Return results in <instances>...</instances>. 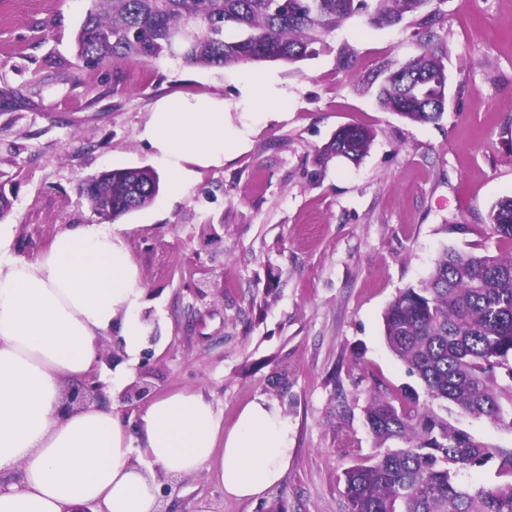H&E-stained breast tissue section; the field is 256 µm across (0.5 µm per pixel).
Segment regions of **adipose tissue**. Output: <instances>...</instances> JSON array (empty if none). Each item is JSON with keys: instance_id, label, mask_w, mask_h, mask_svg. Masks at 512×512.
<instances>
[{"instance_id": "1", "label": "adipose tissue", "mask_w": 512, "mask_h": 512, "mask_svg": "<svg viewBox=\"0 0 512 512\" xmlns=\"http://www.w3.org/2000/svg\"><path fill=\"white\" fill-rule=\"evenodd\" d=\"M222 95L171 94L155 102L141 131L184 197L201 171L243 149L247 128L230 123ZM121 224H81L57 233L36 258H15L0 229V512H157L154 474L131 466L132 450L174 476L215 470L226 496L260 499L288 468V426L264 399L247 404L233 429L193 390L152 401L138 433L112 410L60 413L66 383L88 378L100 339L122 324L136 354L139 269Z\"/></svg>"}]
</instances>
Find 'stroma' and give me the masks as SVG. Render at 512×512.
Here are the masks:
<instances>
[{
  "label": "stroma",
  "mask_w": 512,
  "mask_h": 512,
  "mask_svg": "<svg viewBox=\"0 0 512 512\" xmlns=\"http://www.w3.org/2000/svg\"><path fill=\"white\" fill-rule=\"evenodd\" d=\"M89 5L0 0V193L13 203L12 254L35 258L58 232L97 222L80 190L88 177L156 167V200L121 219L140 306L156 320L148 397L198 391L228 429L265 399L287 421L291 449L283 478L260 499L226 497L203 472L182 478L170 512L201 502L210 512H348L343 472L354 455L376 452L366 389L376 378L392 389L417 383L386 345L384 310L445 249L499 250L488 213L512 196V0H434L432 46L449 103L425 125L377 99L383 79L418 51V16L384 27L356 16L296 64L87 65L75 37ZM250 73L275 79L279 114L250 113L241 91ZM201 91L223 94L231 122L249 125V143L171 204L169 174L140 133L158 98ZM351 124L373 132L363 159L320 160ZM137 365L97 369L132 428L146 405L129 411L116 395Z\"/></svg>",
  "instance_id": "obj_1"
}]
</instances>
